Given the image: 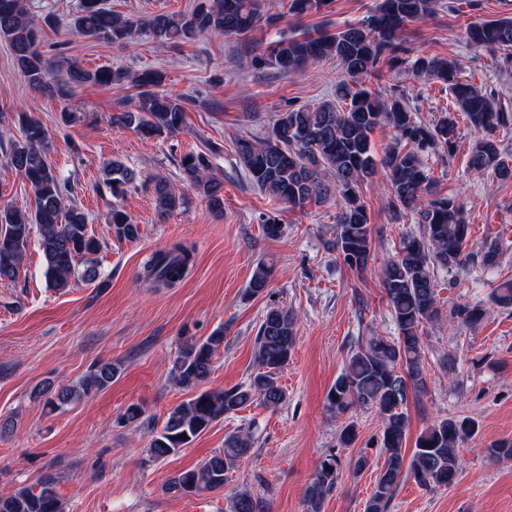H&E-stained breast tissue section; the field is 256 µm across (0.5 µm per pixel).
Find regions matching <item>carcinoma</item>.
Returning <instances> with one entry per match:
<instances>
[{"instance_id": "cac0c4a2", "label": "carcinoma", "mask_w": 512, "mask_h": 512, "mask_svg": "<svg viewBox=\"0 0 512 512\" xmlns=\"http://www.w3.org/2000/svg\"><path fill=\"white\" fill-rule=\"evenodd\" d=\"M328 0H286L288 15L302 18L317 14ZM441 12L462 13L460 0H372L366 17L345 24L334 32L319 31L283 37L249 57L256 70L275 68L284 74L301 72L326 58L336 60L346 80L336 89V100L285 108L272 127L261 135L241 137L235 142L237 157L250 183L271 199L291 207H303L331 194L341 198L336 212L333 248L352 270L366 269L372 256L371 228L361 188L385 179L395 211L415 215L419 233L402 237L395 255L385 260L381 277L385 297L398 336H372L354 350L327 393L328 409L338 414L373 409L382 428L379 447L385 457L365 512H387L388 504L406 476L423 487H449L459 475L462 461L459 443L477 432L467 416L437 420L420 431L411 456H406L409 418L403 410L408 389L424 385L420 328L439 317L435 269L466 264L470 225L462 205L452 197L436 194L434 178L425 157L450 153L455 146L457 116L469 122L478 139L472 146L469 171L478 176L512 177L496 134L512 130V107L495 95L457 78V62L445 57L416 55L409 72L442 85L451 103L437 112L431 122L419 118L410 98L397 85L372 87L381 81L380 64L394 66L406 61L410 49L401 39L409 23ZM260 0H201L189 14L158 12L124 16L108 9L105 0H80L72 29L84 36L111 44H131L143 34L160 42L187 43L213 36H245L261 24ZM464 40L474 48L502 52L504 67L512 65V16L477 20L464 27ZM0 45L7 48L28 84L39 92L65 94L74 85L97 84L121 87L130 82L141 88L138 106L123 111L113 120L133 129L144 139L179 132L185 123L184 100L160 93L163 74L144 70L130 75L122 67H80L58 54L41 50L40 27L30 17L27 0H0ZM386 124L392 141L376 156L371 136ZM20 136L9 140L7 164L30 184L35 209L0 205V281L13 282L20 272L24 253L37 237L45 263L49 287L64 291L76 278L75 259L94 255L102 243L88 230L86 212L67 200V187L47 160L51 149L48 132L40 120L19 113ZM182 171L189 187L202 194L209 208L224 210L221 184L209 175L210 160L201 153L183 156ZM106 187L112 197L126 194L136 174L122 161L106 167ZM333 184H328L325 177ZM157 208L171 213L186 204L183 193L160 179L154 185ZM109 224L120 239L133 241L139 225L123 210L114 207ZM483 269L498 265L499 249L493 241L481 245ZM192 264L191 249L175 243L155 252L144 267V277L157 288L180 282ZM271 271L258 264L247 294L262 295ZM491 299L500 307L512 306V279L493 288ZM453 317L474 325L483 317L479 305L462 303ZM224 344L218 330L205 340L187 343L174 360L178 385L194 394L173 407L162 430L149 444L153 459L176 453L217 421L255 403L277 408L286 399L278 382L279 370L288 364L296 344V319L284 308L266 311L256 337V370L245 384L219 390L201 386L213 371V357ZM118 372L111 362H99L76 384L39 387L35 397L51 409L81 401L106 389ZM252 435L240 431L224 438L223 451L196 467L169 479L165 492L171 496L212 492L224 488L228 472L250 453ZM488 458L512 460V439L506 438L485 449ZM339 461L330 453L320 461L303 493L306 512H322L325 499L337 487ZM232 512H266L262 498L249 490L237 492ZM0 512H64L56 492V479L47 474L35 487H19L0 495Z\"/></svg>"}]
</instances>
